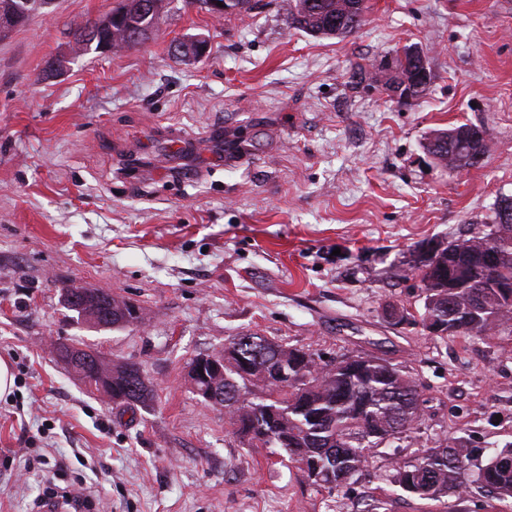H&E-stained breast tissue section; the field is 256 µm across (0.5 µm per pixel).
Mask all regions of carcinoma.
<instances>
[{
  "label": "carcinoma",
  "instance_id": "obj_1",
  "mask_svg": "<svg viewBox=\"0 0 512 512\" xmlns=\"http://www.w3.org/2000/svg\"><path fill=\"white\" fill-rule=\"evenodd\" d=\"M364 0H294L289 24L313 36L346 38L365 22ZM414 74L401 55L371 73L358 65L352 78L367 90L392 91ZM432 83V74L411 94L399 95L396 103L411 106ZM428 154L437 165L453 171L474 166L469 143L449 136L447 129H435L427 137ZM497 234L496 246L506 256L498 277L512 283V218L497 231L476 226L469 235L434 247L437 263L420 269L424 294V321L450 337L469 336L490 340L501 327L512 325V302L493 288H474L470 282L481 276L474 257ZM455 275V287H448V272ZM102 293L95 325L109 327L116 322ZM258 354L249 376L224 366V408L233 434L241 440L264 446L285 448L306 476L316 484L344 485L368 460V452L379 448L396 434L418 426L422 421L421 395L415 379L387 361L369 356L343 357L328 363L308 354L299 370L291 368L294 349L261 336L251 337ZM95 356L82 350L77 372L93 378ZM296 378L284 385L282 372ZM143 370L130 363L112 364V384L141 385V393L130 396L143 403L151 389L147 381L133 378ZM263 386L267 401L253 403L245 398L251 386ZM471 450L460 439L427 449L412 464L396 468L395 482L406 493L421 499L439 500L450 492H460L468 484L467 465ZM475 482L499 501H512V447L493 456L479 469Z\"/></svg>",
  "mask_w": 512,
  "mask_h": 512
}]
</instances>
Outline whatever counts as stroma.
<instances>
[{"label": "stroma", "instance_id": "obj_1", "mask_svg": "<svg viewBox=\"0 0 512 512\" xmlns=\"http://www.w3.org/2000/svg\"><path fill=\"white\" fill-rule=\"evenodd\" d=\"M368 4L344 39L292 28L289 0L244 16L171 0L150 40L106 56L68 30L117 0H49L0 37V356L16 377L0 400V512H42L55 486L96 512H512L474 486L437 501L394 481L449 438L472 475L512 444V328L433 333L419 278L432 243L512 196V0ZM193 38L204 57L173 54ZM406 45L433 73L413 106L350 83L354 64ZM463 123L486 128L484 163L438 167L428 134ZM72 285L141 317L92 326L62 301ZM250 334L409 372L421 425L342 487L312 483L190 386L194 357ZM57 343L138 364L152 398L108 402Z\"/></svg>", "mask_w": 512, "mask_h": 512}]
</instances>
